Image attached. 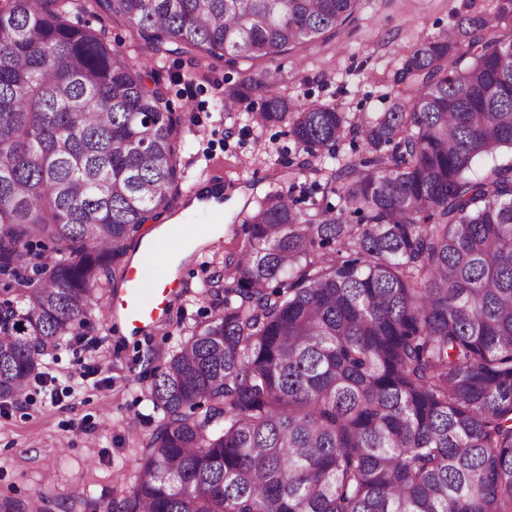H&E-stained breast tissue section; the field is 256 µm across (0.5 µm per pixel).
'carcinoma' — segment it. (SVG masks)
<instances>
[{"label":"carcinoma","instance_id":"carcinoma-1","mask_svg":"<svg viewBox=\"0 0 512 512\" xmlns=\"http://www.w3.org/2000/svg\"><path fill=\"white\" fill-rule=\"evenodd\" d=\"M359 0H0V403L92 325L188 146L160 69L253 64L339 32ZM123 17L146 62L72 22ZM477 37L466 42L465 37ZM247 70L221 108L287 124L341 207L281 191L200 294L224 312L151 374L160 419L95 512H512V38L483 15L415 45L391 108L353 121ZM259 111H254L255 102ZM53 245L46 257L36 248Z\"/></svg>","mask_w":512,"mask_h":512}]
</instances>
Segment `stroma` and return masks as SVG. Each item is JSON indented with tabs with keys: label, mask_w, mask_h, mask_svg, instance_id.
I'll return each mask as SVG.
<instances>
[{
	"label": "stroma",
	"mask_w": 512,
	"mask_h": 512,
	"mask_svg": "<svg viewBox=\"0 0 512 512\" xmlns=\"http://www.w3.org/2000/svg\"><path fill=\"white\" fill-rule=\"evenodd\" d=\"M497 5L498 0H361L338 35L277 57L273 66L282 76L281 91L308 104L336 106L351 118L377 117L390 108L395 74L414 45L456 30L467 15L496 19L499 33L512 34V19H497ZM89 24L105 31L115 49L146 56L123 18L100 11ZM242 77L218 60L193 64L172 55L165 62L167 97L190 142L187 187L172 210L180 212L202 188L220 187L223 209L189 214L184 222L197 233L220 224L224 234L174 269L166 257L175 241L160 242L144 273L148 285L168 278L178 285L166 317L127 336L118 310L96 309L84 336L43 365L49 382L32 384L21 401L0 406V501H9L13 512H26L34 500L43 512H94L99 501L130 485L139 466L137 444L159 420L142 398L149 374L176 342L223 310L221 297L200 295L199 287L244 245L246 214L275 190L288 192L305 209L315 203L339 206L338 195L325 189L324 171L360 158L361 139L347 136L335 158H316L310 169H299L304 153L287 127L259 128L245 115L217 110L226 82ZM100 354L110 359V369L74 387L73 374Z\"/></svg>",
	"instance_id": "35a3bbf8"
}]
</instances>
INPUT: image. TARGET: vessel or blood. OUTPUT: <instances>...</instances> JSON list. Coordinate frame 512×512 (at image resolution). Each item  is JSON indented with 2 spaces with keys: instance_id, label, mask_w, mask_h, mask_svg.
<instances>
[{
  "instance_id": "vessel-or-blood-1",
  "label": "vessel or blood",
  "mask_w": 512,
  "mask_h": 512,
  "mask_svg": "<svg viewBox=\"0 0 512 512\" xmlns=\"http://www.w3.org/2000/svg\"><path fill=\"white\" fill-rule=\"evenodd\" d=\"M175 294L172 288L159 293L146 290L139 267L132 265L126 271L123 288L110 296L109 305L120 308L125 321L140 327L157 322Z\"/></svg>"
}]
</instances>
